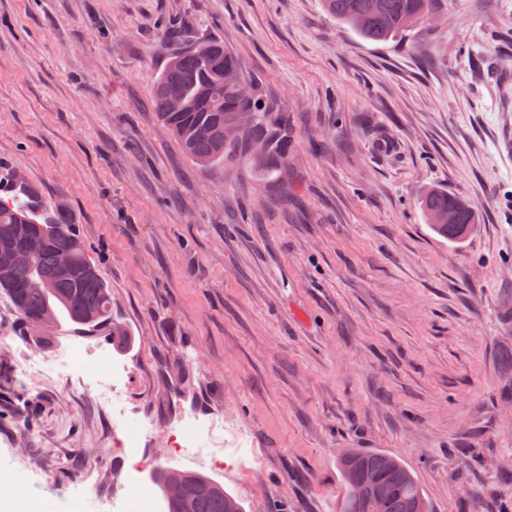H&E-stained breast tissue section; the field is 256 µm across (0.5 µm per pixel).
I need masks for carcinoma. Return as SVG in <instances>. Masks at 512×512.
Segmentation results:
<instances>
[{
    "mask_svg": "<svg viewBox=\"0 0 512 512\" xmlns=\"http://www.w3.org/2000/svg\"><path fill=\"white\" fill-rule=\"evenodd\" d=\"M432 0H322L324 11L367 42L386 43L410 31L432 11ZM169 56L174 67L164 66L152 84L151 103L182 152L197 166L221 161L247 164L256 180L269 190L283 178L291 135L288 115L275 108L266 92L247 82L239 59L219 39L176 47ZM248 113L251 124L234 140L224 139V128L236 125ZM264 143L267 152L257 157L252 145ZM12 173L0 172V293L11 301L22 321L30 326L51 309L55 323L48 335L66 322L78 328L106 326L112 346L130 345L122 322L112 315V292L87 256L73 229L69 207L60 199L54 214L36 211L33 188L16 195ZM420 206L431 230L456 242L466 238L478 217L464 198L440 187H429ZM62 252L72 255L71 268L57 265ZM341 491L336 512H373L355 488L366 476L389 491L386 512H432L416 474L403 461L384 452L348 448L336 457ZM184 497L179 501L160 494L163 512H227L229 503L245 512L242 500L224 484L197 472L182 471Z\"/></svg>",
    "mask_w": 512,
    "mask_h": 512,
    "instance_id": "cac0c4a2",
    "label": "carcinoma"
}]
</instances>
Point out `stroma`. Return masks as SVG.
<instances>
[{
  "label": "stroma",
  "mask_w": 512,
  "mask_h": 512,
  "mask_svg": "<svg viewBox=\"0 0 512 512\" xmlns=\"http://www.w3.org/2000/svg\"><path fill=\"white\" fill-rule=\"evenodd\" d=\"M223 40L288 115V181L193 164L149 99L166 32ZM512 0H436L370 43L321 0H0V167L65 198L132 343L43 347L0 295V472L40 512H101L173 458L245 512H335L336 455L381 450L433 512L512 500ZM479 222L445 240L424 186ZM120 368L133 452L95 378ZM39 363L42 376L26 372ZM243 428L223 468L175 458L185 416ZM140 481L124 482L130 467Z\"/></svg>",
  "instance_id": "obj_1"
}]
</instances>
